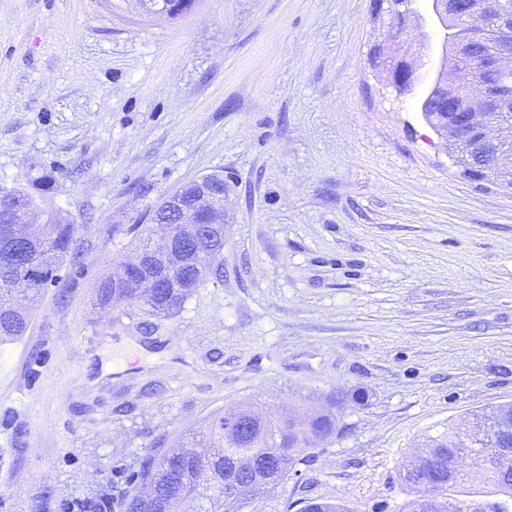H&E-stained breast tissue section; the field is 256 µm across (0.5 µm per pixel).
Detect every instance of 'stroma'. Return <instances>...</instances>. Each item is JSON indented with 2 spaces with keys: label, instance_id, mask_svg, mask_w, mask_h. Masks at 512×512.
Listing matches in <instances>:
<instances>
[{
  "label": "stroma",
  "instance_id": "obj_1",
  "mask_svg": "<svg viewBox=\"0 0 512 512\" xmlns=\"http://www.w3.org/2000/svg\"><path fill=\"white\" fill-rule=\"evenodd\" d=\"M424 77L443 36L416 0ZM373 0H0V187L75 224L76 261L0 343V512L122 487L246 399H336V433L243 512H400L402 463L512 401V195L465 180L371 63ZM224 178L223 277L146 322L100 309L160 198Z\"/></svg>",
  "mask_w": 512,
  "mask_h": 512
}]
</instances>
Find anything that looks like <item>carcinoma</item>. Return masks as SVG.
<instances>
[{
  "label": "carcinoma",
  "mask_w": 512,
  "mask_h": 512,
  "mask_svg": "<svg viewBox=\"0 0 512 512\" xmlns=\"http://www.w3.org/2000/svg\"><path fill=\"white\" fill-rule=\"evenodd\" d=\"M211 179L217 188L210 206L221 219L224 179L217 175ZM75 234V225L43 212L29 194L0 188L1 339L24 335L30 322L24 302L58 277L67 258L77 256ZM154 245L149 229H143L130 254L120 259L119 279L107 275L97 282V305L114 309L135 302L147 316H170L205 282L209 272L220 274L214 265L224 244L217 235L206 240L204 252L177 253L166 263L158 258L163 248ZM240 412L253 423L252 436L228 433L225 417L213 416L205 423L202 437L194 432L184 436L183 453L153 449L126 477L132 489L87 500L79 512H181L190 498L201 501V512H241L248 497L288 480L296 465L310 457L313 440L324 441L336 433V417L331 411L307 401L299 408L300 417L293 428L282 414L267 412L257 417L250 402L243 404ZM258 438L278 450L280 466L266 470L257 464L256 481L224 492V482L233 477L242 461H258ZM448 457V448H436L429 459L416 457L405 462L403 471H417L424 496L453 504V512H473L475 502L488 497L512 502L511 462L464 471L448 467ZM301 512L348 510L340 502L309 499Z\"/></svg>",
  "instance_id": "1"
}]
</instances>
